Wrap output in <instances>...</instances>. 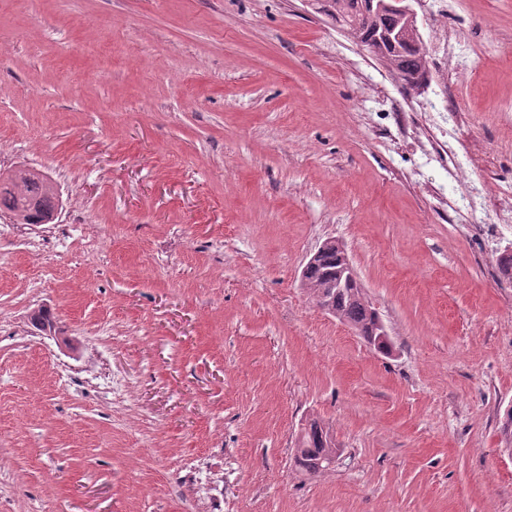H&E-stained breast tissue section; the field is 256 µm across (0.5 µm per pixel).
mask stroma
Segmentation results:
<instances>
[{"label":"stroma","instance_id":"35a3bbf8","mask_svg":"<svg viewBox=\"0 0 512 512\" xmlns=\"http://www.w3.org/2000/svg\"><path fill=\"white\" fill-rule=\"evenodd\" d=\"M447 2L420 33L466 62L412 91L317 0H0V171L61 195L0 228V512H202L192 455L224 512H512V0ZM430 103L446 167L402 126ZM328 239L392 355L302 288ZM442 56L438 58L439 64L450 67L462 63L464 49L461 41L453 35L446 33L442 37ZM293 451L295 462L309 477L326 473L340 455L329 427L317 419L308 420L301 428ZM335 453L330 464L329 457Z\"/></svg>","mask_w":512,"mask_h":512}]
</instances>
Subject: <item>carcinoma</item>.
I'll return each mask as SVG.
<instances>
[{
  "instance_id": "1",
  "label": "carcinoma",
  "mask_w": 512,
  "mask_h": 512,
  "mask_svg": "<svg viewBox=\"0 0 512 512\" xmlns=\"http://www.w3.org/2000/svg\"><path fill=\"white\" fill-rule=\"evenodd\" d=\"M373 0H320L323 11L341 28L353 30L369 40L381 52L388 53L395 68L414 74L421 70L427 54L407 42H391L396 20L382 15L371 5ZM60 195L56 184L39 170L20 168L7 176L0 174V214L13 218L16 224H51L57 216ZM340 255L328 243L314 261L304 266L301 282L317 306L356 329L367 342L375 312L363 290L336 287ZM294 458L309 477H318L331 467L329 457L336 453L332 432L317 419H310L296 439Z\"/></svg>"
}]
</instances>
